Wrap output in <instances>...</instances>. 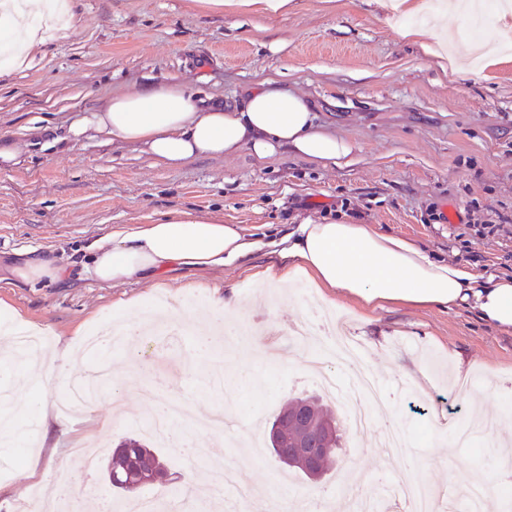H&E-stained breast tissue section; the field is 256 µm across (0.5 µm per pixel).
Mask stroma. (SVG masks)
Here are the masks:
<instances>
[{
	"instance_id": "1",
	"label": "stroma",
	"mask_w": 512,
	"mask_h": 512,
	"mask_svg": "<svg viewBox=\"0 0 512 512\" xmlns=\"http://www.w3.org/2000/svg\"><path fill=\"white\" fill-rule=\"evenodd\" d=\"M293 2L288 13L259 15L214 11L205 0H72L75 18L65 35L0 79V134L20 149L17 164L0 166V275L16 253L34 249L52 250L73 268L62 284L1 286L0 316L9 315L13 329L35 334L47 327L76 344L95 326H135L146 309L180 314L143 343L138 365L111 363L121 391L99 395L89 445L110 449L143 437L139 423L153 400L182 398L195 416L234 407L235 428H192L187 437L234 468L221 497L198 503L193 493L208 486V466L185 459L181 447L151 442L168 479L150 493L164 504L179 492L190 507L225 512L245 486L264 489L279 512H292L298 496L313 492L351 507L368 496L386 504L375 479L398 471L385 469L388 457L373 445L381 422L356 433L342 397L329 401L345 429L342 448L320 483L284 468L266 446L268 426L288 400L322 394L305 366L310 350L291 331L309 319L315 334L327 333L320 310L341 319L363 349L340 370L338 387L361 371L374 374L420 456L418 483L442 494L458 477L512 467V332L471 312L392 305L369 319L345 295L322 299L301 274L279 288L256 287L253 272L289 264L270 250L235 267L179 268L156 282L113 288L79 263L83 247L112 226L188 211L249 228L270 224L282 235L306 218L375 224L438 257L512 274V52L491 64L472 60L460 73L438 39L407 38L406 23L375 0ZM265 78L308 95L317 126L355 143L350 164L323 167L293 153L260 162L244 152L170 169L140 145L68 132L73 119L115 94L180 85L231 105ZM216 294L243 300L224 315L223 361L254 371L263 392L229 379L209 396L200 392L214 363L197 357L189 316ZM258 337L278 346V363L257 361ZM461 365L467 376H459ZM463 382L472 386L466 403L457 397ZM489 382L497 399L481 397ZM480 417L501 440L500 457L483 456L466 437ZM44 439L49 446L36 476L0 495V512H37L38 501L51 498L104 512L114 492L101 471L91 476L97 496L79 498L70 438L43 435L32 419L18 437H0V484L26 467L31 446Z\"/></svg>"
}]
</instances>
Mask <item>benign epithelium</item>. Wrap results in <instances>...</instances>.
I'll use <instances>...</instances> for the list:
<instances>
[{
  "label": "benign epithelium",
  "instance_id": "obj_1",
  "mask_svg": "<svg viewBox=\"0 0 512 512\" xmlns=\"http://www.w3.org/2000/svg\"><path fill=\"white\" fill-rule=\"evenodd\" d=\"M271 435L277 447L294 448L288 458L297 461L310 480L320 479L323 461L328 454V449L315 447L317 442L326 440L321 424L307 419L302 410L287 412L274 424Z\"/></svg>",
  "mask_w": 512,
  "mask_h": 512
}]
</instances>
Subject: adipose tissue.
Here are the masks:
<instances>
[{
  "label": "adipose tissue",
  "instance_id": "1",
  "mask_svg": "<svg viewBox=\"0 0 512 512\" xmlns=\"http://www.w3.org/2000/svg\"><path fill=\"white\" fill-rule=\"evenodd\" d=\"M68 0H0L18 37V63L61 32L71 16ZM73 137L87 133L142 145L161 165L178 168L199 157H225L242 151L259 161L292 151L315 162L348 164L354 143L320 130L308 98L275 88L265 80L248 90L240 105L209 104L179 86L150 87L112 96L106 106L75 120ZM281 248L293 264L285 270L254 274L257 285L277 288L303 273L321 297L342 293L367 312L388 304L474 312L484 323L512 332V277L476 272L469 265L436 258L409 239L370 224L305 221L281 238L238 224L178 212L154 224L117 225L84 248V267L101 284L123 285L157 279L177 267L210 270L236 265L265 248ZM20 281L66 280L53 252L20 253L11 267ZM77 355L69 342L56 340L30 362L36 385L68 389ZM21 413L37 418L42 432L70 434L74 422L45 401L25 399L0 414V433L13 434Z\"/></svg>",
  "mask_w": 512,
  "mask_h": 512
}]
</instances>
